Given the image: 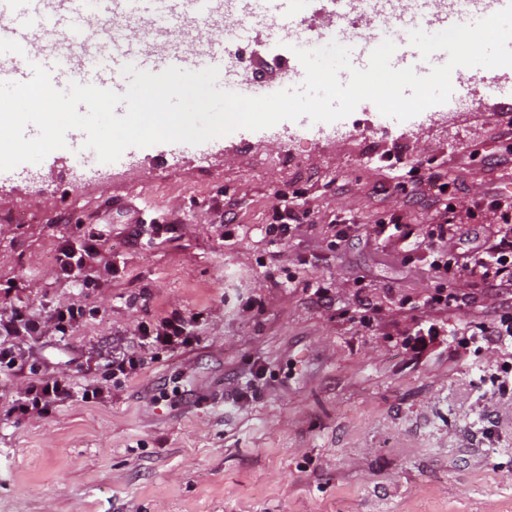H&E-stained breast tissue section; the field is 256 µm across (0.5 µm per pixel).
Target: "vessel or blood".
Returning a JSON list of instances; mask_svg holds the SVG:
<instances>
[{
    "mask_svg": "<svg viewBox=\"0 0 512 512\" xmlns=\"http://www.w3.org/2000/svg\"><path fill=\"white\" fill-rule=\"evenodd\" d=\"M211 0H0V81L24 82L33 75V65L47 68L56 88L70 82L91 84L102 89L125 92L129 83L121 68L130 63L138 69L159 73L176 66L197 71L220 68L217 85L232 91L236 84L225 71L227 47L213 39L204 46L174 51L143 48L131 34L95 39L76 37L75 29L89 13L128 14L138 16L146 30L160 26L162 19H183L188 14L204 18ZM48 30L64 36V44L53 55L37 50L35 31ZM398 52L393 67H419L421 57L405 37H397Z\"/></svg>",
    "mask_w": 512,
    "mask_h": 512,
    "instance_id": "vessel-or-blood-1",
    "label": "vessel or blood"
}]
</instances>
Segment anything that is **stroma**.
<instances>
[{
	"label": "stroma",
	"mask_w": 512,
	"mask_h": 512,
	"mask_svg": "<svg viewBox=\"0 0 512 512\" xmlns=\"http://www.w3.org/2000/svg\"><path fill=\"white\" fill-rule=\"evenodd\" d=\"M342 19L304 0L266 27L231 21L233 80L252 95L296 85L294 48L335 39ZM464 79L471 105L403 122L364 101L332 123L135 148L114 169L78 165L71 141L0 175V313L46 324L12 344L104 388L18 420L26 380L0 381V512H512V396L479 381L512 352L462 343L512 308V286L463 275L457 304L434 305L420 244L446 218L467 232L444 248L476 252L512 199V75L454 69ZM281 203L309 216L273 242ZM341 224L357 230L338 250ZM102 234L96 284L69 283L62 245ZM72 302L85 314L57 337ZM173 310L195 317L192 343L102 381L99 352L137 349ZM84 315L82 306L78 303H70L65 306H61L55 310V330L61 333V337L67 335L75 323L80 317Z\"/></svg>",
	"instance_id": "obj_1"
}]
</instances>
